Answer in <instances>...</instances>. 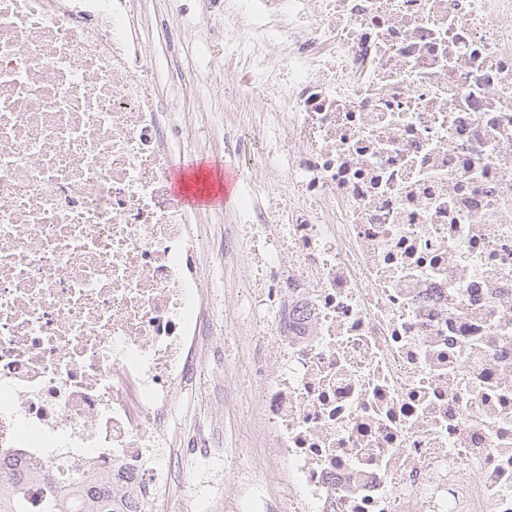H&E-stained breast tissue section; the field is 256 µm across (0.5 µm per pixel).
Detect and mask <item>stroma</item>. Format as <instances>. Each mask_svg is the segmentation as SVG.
<instances>
[{
	"label": "stroma",
	"mask_w": 512,
	"mask_h": 512,
	"mask_svg": "<svg viewBox=\"0 0 512 512\" xmlns=\"http://www.w3.org/2000/svg\"><path fill=\"white\" fill-rule=\"evenodd\" d=\"M141 19L140 44L150 56L162 107H174L175 124L183 134L175 147L182 159L221 161L227 159L224 144L212 137L215 121L223 113L244 126L259 118L262 91L225 101L224 91L241 77L240 71L224 70L212 63L214 50L224 49L227 37L220 6H213L211 22L199 27L203 15L200 0H134ZM224 410V386L208 383L204 389H188L173 418L176 429L192 427L196 412ZM234 423H227L215 436L216 455L208 466L177 482L175 497L192 499L195 512H214L224 498V485L231 475L224 467V449L234 445Z\"/></svg>",
	"instance_id": "35a3bbf8"
}]
</instances>
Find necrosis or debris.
<instances>
[{"mask_svg": "<svg viewBox=\"0 0 512 512\" xmlns=\"http://www.w3.org/2000/svg\"><path fill=\"white\" fill-rule=\"evenodd\" d=\"M260 173L215 292L173 130L114 0H0V469L159 512L225 363L224 512H512V0H224ZM276 207H267L269 198ZM198 394V388L190 385L184 403L173 417V425L177 430L190 429L194 423L195 412L212 408L218 414L224 413V384L210 382L202 390V399Z\"/></svg>", "mask_w": 512, "mask_h": 512, "instance_id": "obj_1", "label": "necrosis or debris"}]
</instances>
